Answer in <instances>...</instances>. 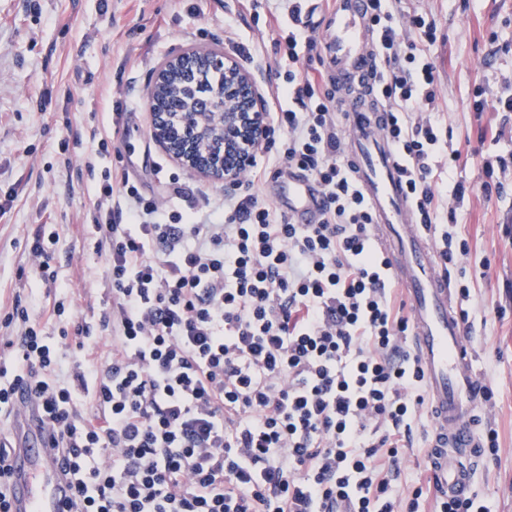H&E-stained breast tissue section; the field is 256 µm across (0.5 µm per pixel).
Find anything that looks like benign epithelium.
I'll return each instance as SVG.
<instances>
[{
    "mask_svg": "<svg viewBox=\"0 0 512 512\" xmlns=\"http://www.w3.org/2000/svg\"><path fill=\"white\" fill-rule=\"evenodd\" d=\"M199 66L224 74V91L191 101L197 124L184 122L179 113L159 111L156 97L167 80L177 74L192 86ZM148 103L153 138L204 179L235 183L265 144L262 92L249 69L222 49L196 46L165 61L148 90Z\"/></svg>",
    "mask_w": 512,
    "mask_h": 512,
    "instance_id": "benign-epithelium-1",
    "label": "benign epithelium"
}]
</instances>
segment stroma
<instances>
[{
  "mask_svg": "<svg viewBox=\"0 0 512 512\" xmlns=\"http://www.w3.org/2000/svg\"><path fill=\"white\" fill-rule=\"evenodd\" d=\"M407 10L437 25L433 49L442 136L462 158L453 173L466 197L457 229L471 251L451 268L452 288L467 285L468 338L477 369L492 391L480 421L498 432L497 454H483L471 492L490 512H512V112L498 98L512 94V0H404ZM267 23L254 24L241 0H0V295L29 290L37 321L67 295L73 314L98 323L109 306L105 264L94 251L86 216L104 172L126 173L140 192L173 209L170 174L199 189L197 208L229 188L174 162L153 139L148 89L159 66L195 45L225 47L224 20L234 17L239 40L253 46L248 68L268 88L275 67L277 22L288 0H262ZM483 88L487 105L470 101ZM112 134L100 155L95 132ZM492 138L481 141V132ZM505 158L483 191L474 149ZM39 224L59 236L56 287H46L29 256L27 236Z\"/></svg>",
  "mask_w": 512,
  "mask_h": 512,
  "instance_id": "stroma-1",
  "label": "stroma"
}]
</instances>
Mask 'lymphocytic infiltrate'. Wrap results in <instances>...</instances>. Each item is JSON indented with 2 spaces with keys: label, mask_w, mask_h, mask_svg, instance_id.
I'll use <instances>...</instances> for the list:
<instances>
[{
  "label": "lymphocytic infiltrate",
  "mask_w": 512,
  "mask_h": 512,
  "mask_svg": "<svg viewBox=\"0 0 512 512\" xmlns=\"http://www.w3.org/2000/svg\"><path fill=\"white\" fill-rule=\"evenodd\" d=\"M369 4L386 135L417 223L453 265L470 247L445 220L466 189L444 197L434 163L437 26L390 0ZM300 14L289 0L245 193L201 217L162 208L128 177L104 179L90 213L111 294L99 323L74 317L53 334L31 323L20 292L0 306V512H11L9 432L30 405L74 489L72 512H420L421 483L392 476L428 405L424 372L341 114L302 68L316 36ZM270 160L320 185L318 223H293L254 193ZM106 336V358H83Z\"/></svg>",
  "instance_id": "lymphocytic-infiltrate-1"
}]
</instances>
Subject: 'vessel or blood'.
Listing matches in <instances>:
<instances>
[{
    "mask_svg": "<svg viewBox=\"0 0 512 512\" xmlns=\"http://www.w3.org/2000/svg\"><path fill=\"white\" fill-rule=\"evenodd\" d=\"M323 50L337 82H357L360 93L340 97L355 178L374 215L373 228L390 272L404 288L412 318V344L424 371L433 420L428 463L437 491L468 495L472 464L480 455L479 411L490 395L474 368L462 319L453 304L448 275L440 271L431 235L416 224L393 146L381 133L384 108L370 88L378 68L367 0H336L325 24ZM297 224H311L324 202L310 178L289 176L276 195ZM9 459L12 512H66L73 496L45 435L32 421L16 428Z\"/></svg>",
    "mask_w": 512,
    "mask_h": 512,
    "instance_id": "b4317fda",
    "label": "vessel or blood"
}]
</instances>
